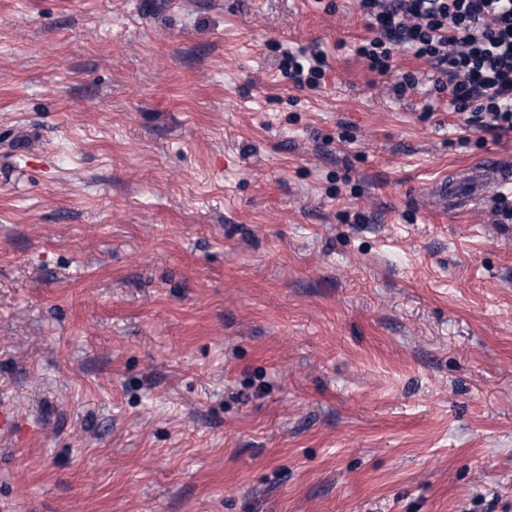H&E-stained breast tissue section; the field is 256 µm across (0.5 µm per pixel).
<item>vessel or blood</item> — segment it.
I'll return each mask as SVG.
<instances>
[{
	"instance_id": "vessel-or-blood-1",
	"label": "vessel or blood",
	"mask_w": 512,
	"mask_h": 512,
	"mask_svg": "<svg viewBox=\"0 0 512 512\" xmlns=\"http://www.w3.org/2000/svg\"><path fill=\"white\" fill-rule=\"evenodd\" d=\"M466 183L471 187L469 195L462 196L457 192L456 183L439 178L426 183L425 189L429 199L439 204L477 202L491 193L512 190V163L495 157L485 161L478 167L468 170Z\"/></svg>"
}]
</instances>
